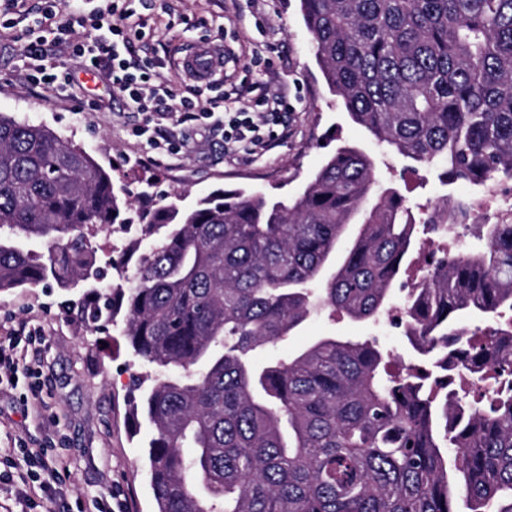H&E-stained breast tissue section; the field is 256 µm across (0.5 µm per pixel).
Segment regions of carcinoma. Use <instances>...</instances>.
I'll list each match as a JSON object with an SVG mask.
<instances>
[{
    "instance_id": "carcinoma-1",
    "label": "carcinoma",
    "mask_w": 512,
    "mask_h": 512,
    "mask_svg": "<svg viewBox=\"0 0 512 512\" xmlns=\"http://www.w3.org/2000/svg\"><path fill=\"white\" fill-rule=\"evenodd\" d=\"M300 3L329 89L378 143L449 183L512 181V0ZM469 209L445 199L424 229L444 238ZM117 222L139 225L135 272L82 317L126 301L125 336L159 370L133 406L156 512H458L460 495L512 512L511 223L474 225L406 288L417 224L361 150L293 198L150 212L72 141L0 113V292L99 277L85 230ZM399 296L413 363L336 336L253 363L314 314L375 322Z\"/></svg>"
}]
</instances>
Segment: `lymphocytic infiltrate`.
<instances>
[{"mask_svg": "<svg viewBox=\"0 0 512 512\" xmlns=\"http://www.w3.org/2000/svg\"><path fill=\"white\" fill-rule=\"evenodd\" d=\"M8 2L16 15L0 22V27L10 29L22 22L32 36L21 58L25 80L66 89L70 73L54 72L46 60L52 54L69 56L77 59L82 69L103 75L107 90L119 92L133 111L153 112L164 102L185 121L195 119L200 111L214 116V108L203 107L197 97L176 93L169 85L153 81L135 59L130 35L145 29L148 21L133 8L132 0H44L35 11L24 9V0ZM79 27L87 32L81 40L74 37ZM24 455L26 470H14L6 457L0 459V475L17 484L20 503L28 505L36 494H53L60 473L45 462L44 449L28 448Z\"/></svg>", "mask_w": 512, "mask_h": 512, "instance_id": "f902f5d3", "label": "lymphocytic infiltrate"}]
</instances>
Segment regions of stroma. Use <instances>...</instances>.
Returning <instances> with one entry per match:
<instances>
[{"label": "stroma", "instance_id": "1", "mask_svg": "<svg viewBox=\"0 0 512 512\" xmlns=\"http://www.w3.org/2000/svg\"><path fill=\"white\" fill-rule=\"evenodd\" d=\"M138 12L151 15L159 31L148 37L159 80L185 81L176 60L188 42L222 46L224 91L253 112L264 148L249 156L227 145L223 129L199 119L178 122L169 112H133L119 94L104 95L100 77L78 72L67 91L20 81L16 60L30 37L23 28L0 31V113L44 125L85 150L132 191L150 187L140 208L157 210L180 197L190 204L213 191L296 195L341 146H355L375 161L385 186L397 187L416 223H423L443 198L482 199L493 210L511 201L458 181L443 184L437 171L415 167L380 146L349 118L341 97L323 77L303 22L299 0H142ZM262 62L253 65V48ZM150 124L161 134L183 136L178 157L146 149L134 130ZM98 283L64 289L27 285L0 293V341L19 328L36 334L22 340L26 363L39 370L40 400L29 397L30 380L0 377V455L25 467L21 445L49 447V463H64V496L38 498L30 512H155L144 452L152 427L130 413L139 394L132 377L144 372L121 325L87 327L77 311L92 304ZM381 336L404 351L400 331L381 335L379 326L339 317H310L286 341L269 346L264 358L304 349L323 336L362 339Z\"/></svg>", "mask_w": 512, "mask_h": 512}]
</instances>
